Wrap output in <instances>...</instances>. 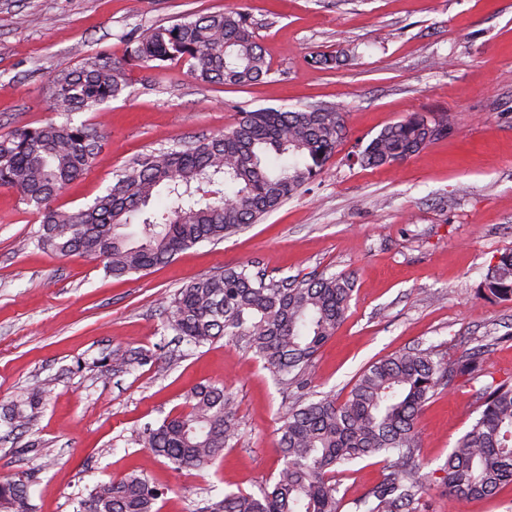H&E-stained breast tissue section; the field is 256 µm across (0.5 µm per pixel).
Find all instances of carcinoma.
<instances>
[{
    "label": "carcinoma",
    "mask_w": 512,
    "mask_h": 512,
    "mask_svg": "<svg viewBox=\"0 0 512 512\" xmlns=\"http://www.w3.org/2000/svg\"><path fill=\"white\" fill-rule=\"evenodd\" d=\"M130 41L135 57L186 61L206 83L246 86L270 72L248 16L225 10L169 27L149 29ZM50 111L64 117L18 128L0 139V186L14 190L41 215L33 243L58 256L83 255L103 263L114 277L146 272L180 252L215 242L261 220L318 176L344 138L334 107L241 110L227 131L175 148L153 149L112 176L105 193L87 208L64 211L50 203L93 163L104 139L97 127L72 115L101 112L128 88L125 68L104 52L88 54L77 67L50 78ZM446 115L415 114L393 124L358 154L363 167L392 165L448 134ZM222 195L196 190L206 180ZM165 193L157 221L148 207ZM484 288L512 298V252L500 255ZM353 283L345 275L265 279L243 265L198 278L163 305L169 327L196 347L222 337L245 346L282 385L312 382V360L334 335L349 308ZM485 372L476 353L453 361L427 350H405L365 368L348 398L327 393L283 414L275 482L256 493L228 492L206 512H338L334 474L340 467L383 455L386 470L367 512H416L425 487L416 460L417 419L453 377ZM482 411L441 467L448 498L457 503L494 495L512 482V380L480 389ZM37 391L3 414L13 428L28 427ZM238 434L236 403L222 383H199L184 396L182 410L147 425L136 444L176 469L216 463ZM166 494L145 473L96 485L75 512H160ZM0 512H34L21 480L0 482Z\"/></svg>",
    "instance_id": "1"
}]
</instances>
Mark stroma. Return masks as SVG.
<instances>
[{
    "label": "stroma",
    "mask_w": 512,
    "mask_h": 512,
    "mask_svg": "<svg viewBox=\"0 0 512 512\" xmlns=\"http://www.w3.org/2000/svg\"><path fill=\"white\" fill-rule=\"evenodd\" d=\"M227 9L249 15L269 76L206 84L184 62L130 60L131 32ZM98 51L126 65L130 85L104 111L76 114L108 137L56 208L92 204L133 157L222 132L245 108L334 106L345 137L320 175L260 223L122 278L36 248L38 214L0 186V410L40 391L28 431L0 421V478L22 480L35 512H74L96 483L135 469L167 487L160 512H202L272 479L280 418L306 389L277 385L237 343L188 345L162 314L184 284L248 264L277 279L352 275L346 318L312 367L313 384L338 399L397 351L481 347L486 375L456 378V392L436 395L419 418V512H512V485L452 504L439 473L479 416V390L512 378V300L480 289L512 249V0H0V136L44 123L53 72ZM319 54L336 65L317 66ZM417 113L447 114L448 135L392 166L350 161ZM117 348L148 362L121 367ZM200 382L230 386L239 436L215 466L176 471L130 436L179 411ZM384 472L380 456L337 470L340 512H359Z\"/></svg>",
    "instance_id": "35a3bbf8"
}]
</instances>
